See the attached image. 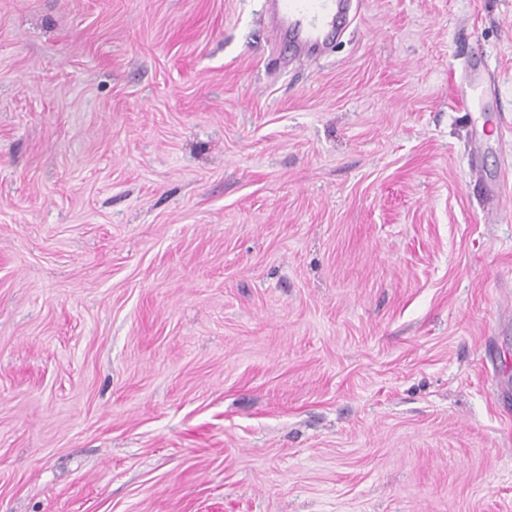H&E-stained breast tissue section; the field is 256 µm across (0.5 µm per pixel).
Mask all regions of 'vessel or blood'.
<instances>
[{
	"instance_id": "obj_1",
	"label": "vessel or blood",
	"mask_w": 512,
	"mask_h": 512,
	"mask_svg": "<svg viewBox=\"0 0 512 512\" xmlns=\"http://www.w3.org/2000/svg\"><path fill=\"white\" fill-rule=\"evenodd\" d=\"M270 28L293 55L323 51L348 22L350 0H267Z\"/></svg>"
}]
</instances>
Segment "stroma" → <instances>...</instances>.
Here are the masks:
<instances>
[{
	"label": "stroma",
	"instance_id": "obj_1",
	"mask_svg": "<svg viewBox=\"0 0 512 512\" xmlns=\"http://www.w3.org/2000/svg\"><path fill=\"white\" fill-rule=\"evenodd\" d=\"M0 512H512V0H0ZM270 28L295 56L323 51L348 22L350 0H267Z\"/></svg>",
	"mask_w": 512,
	"mask_h": 512
}]
</instances>
